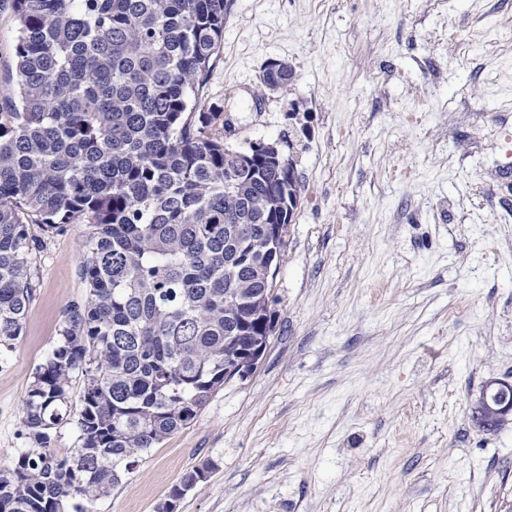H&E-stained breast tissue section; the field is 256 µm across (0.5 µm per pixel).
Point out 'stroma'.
Wrapping results in <instances>:
<instances>
[{
  "mask_svg": "<svg viewBox=\"0 0 512 512\" xmlns=\"http://www.w3.org/2000/svg\"><path fill=\"white\" fill-rule=\"evenodd\" d=\"M288 62L287 93L259 75ZM193 108L233 146L289 140L304 191L276 328L92 512H512V426L469 406L512 378V0H230ZM32 296L0 353V468L30 447L35 370L85 299V227H29ZM286 70L288 71V75L287 73L284 72H278L275 75L277 81H285L284 83L272 82L268 79V74H270L271 72ZM291 78L292 72L290 71V68L288 70V63L280 60L268 61L263 68L262 74L260 75V92L262 95H266V91L287 93ZM505 387L511 389V382L498 378L488 379L483 394L470 406V420L478 431L491 434L512 423V403L492 402L486 396L488 390ZM211 469L210 463H204L200 467H195L192 471L186 473L179 484L175 485L168 498L159 504L158 512H171L173 503L177 502L180 498L185 495V492L195 488L200 483H203L207 479V474Z\"/></svg>",
  "mask_w": 512,
  "mask_h": 512,
  "instance_id": "1",
  "label": "stroma"
}]
</instances>
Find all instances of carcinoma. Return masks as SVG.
Wrapping results in <instances>:
<instances>
[{"label": "carcinoma", "instance_id": "carcinoma-1", "mask_svg": "<svg viewBox=\"0 0 512 512\" xmlns=\"http://www.w3.org/2000/svg\"><path fill=\"white\" fill-rule=\"evenodd\" d=\"M228 0H0L19 23L15 79L0 107V351L19 339L32 295L28 225L88 226L58 344L24 406L34 448L0 469V512L92 504L224 386V358L275 325L263 245L291 220L298 179L234 163L224 112L189 109L220 52ZM242 303L224 311V291ZM83 378L79 445L50 430ZM186 473L158 512L207 479Z\"/></svg>", "mask_w": 512, "mask_h": 512}]
</instances>
